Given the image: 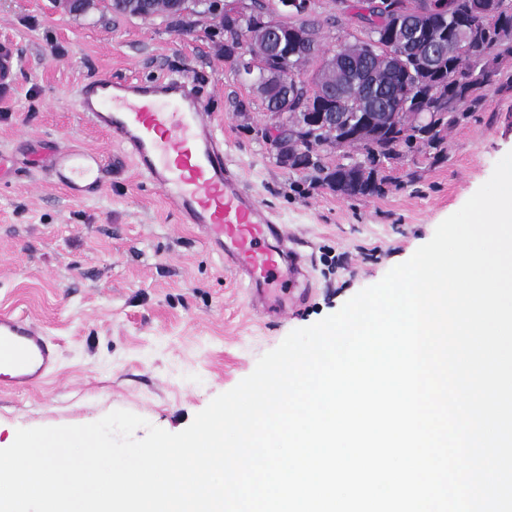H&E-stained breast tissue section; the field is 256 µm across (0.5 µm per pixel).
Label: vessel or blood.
I'll use <instances>...</instances> for the list:
<instances>
[{"label":"vessel or blood","instance_id":"obj_1","mask_svg":"<svg viewBox=\"0 0 512 512\" xmlns=\"http://www.w3.org/2000/svg\"><path fill=\"white\" fill-rule=\"evenodd\" d=\"M14 45L0 42V96L16 86ZM84 118L106 131L159 189L184 221L196 224L205 242L223 255L256 294L301 287L302 258L289 236L224 157V142L190 80L112 79L103 73L85 84L78 99ZM102 156L57 150V180L73 190L99 187ZM58 351L28 318L0 313V388L28 389L56 369Z\"/></svg>","mask_w":512,"mask_h":512}]
</instances>
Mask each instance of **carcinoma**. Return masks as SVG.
I'll list each match as a JSON object with an SVG mask.
<instances>
[{
	"instance_id": "cac0c4a2",
	"label": "carcinoma",
	"mask_w": 512,
	"mask_h": 512,
	"mask_svg": "<svg viewBox=\"0 0 512 512\" xmlns=\"http://www.w3.org/2000/svg\"><path fill=\"white\" fill-rule=\"evenodd\" d=\"M276 0H247L240 9L232 6L224 12V56L234 50L240 37L254 31L253 11H269ZM387 0H348L347 11L340 13L353 22L354 31L336 45L335 51L345 53L342 66L326 77L334 82L336 98L330 101L338 112L346 114L357 125L363 114L380 113L379 134L373 139L353 143L351 147L367 159L376 156L392 157L404 151L412 153L424 147L419 133L433 131L444 135L453 123L451 113L470 115L477 112L485 99V88L497 72L500 60L512 57V15L502 21L483 24L472 43L469 54L456 55L450 48V24L441 17L428 29L414 37L413 55L431 54L437 63L436 71L421 74L410 60L399 66L384 65L371 57L370 41L384 42ZM290 23L308 31L317 42V12L299 13ZM315 58L311 45L301 47L292 56L280 55L264 60L258 67L256 79L264 85H275V95L288 96L286 132L288 139L302 141L306 151L330 141V131L303 122V112L319 100V86L303 77L304 67ZM434 82L443 88L439 97L430 95ZM311 181L334 188L336 181L346 177L350 197L365 198L379 195L392 178L376 182L368 169L338 170L326 166L322 159L304 163Z\"/></svg>"
}]
</instances>
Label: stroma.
<instances>
[{"instance_id": "35a3bbf8", "label": "stroma", "mask_w": 512, "mask_h": 512, "mask_svg": "<svg viewBox=\"0 0 512 512\" xmlns=\"http://www.w3.org/2000/svg\"><path fill=\"white\" fill-rule=\"evenodd\" d=\"M18 54L13 95L0 98V312L24 315L55 339L56 375L0 390V445L21 428L85 425L126 410L171 433L235 387L291 331L337 312L433 236L512 151V58L485 89L482 111L448 130L438 160L411 153L383 194L351 200L277 164L257 130L267 122L253 82L224 59V33L206 18L176 30L161 16H74L58 0H0V41ZM194 79L224 156L307 256L312 288L296 303L251 293L181 223L135 163L79 113L85 83ZM98 152L103 191L74 195L32 165L53 145Z\"/></svg>"}]
</instances>
